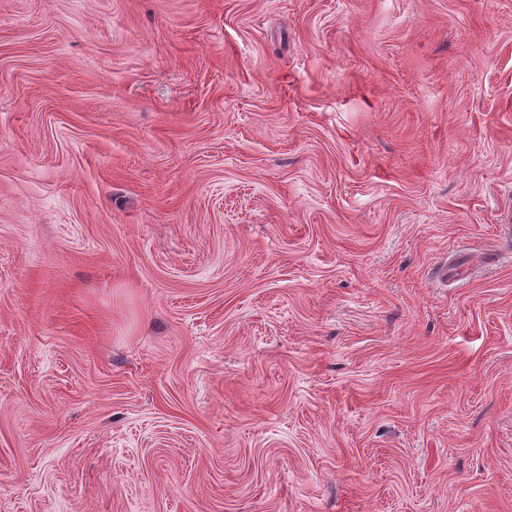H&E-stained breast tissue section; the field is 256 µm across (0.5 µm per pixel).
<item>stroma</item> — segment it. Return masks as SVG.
I'll list each match as a JSON object with an SVG mask.
<instances>
[{
  "mask_svg": "<svg viewBox=\"0 0 512 512\" xmlns=\"http://www.w3.org/2000/svg\"><path fill=\"white\" fill-rule=\"evenodd\" d=\"M0 512H512V0H0Z\"/></svg>",
  "mask_w": 512,
  "mask_h": 512,
  "instance_id": "obj_1",
  "label": "stroma"
}]
</instances>
